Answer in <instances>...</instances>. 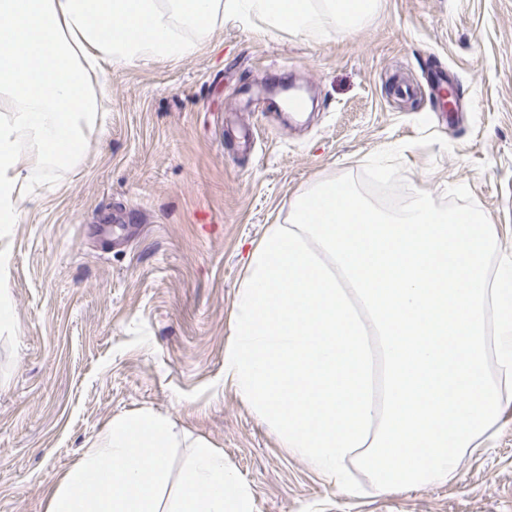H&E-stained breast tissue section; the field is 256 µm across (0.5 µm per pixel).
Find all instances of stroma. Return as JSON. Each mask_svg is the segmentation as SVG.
Segmentation results:
<instances>
[{
  "label": "stroma",
  "instance_id": "35a3bbf8",
  "mask_svg": "<svg viewBox=\"0 0 512 512\" xmlns=\"http://www.w3.org/2000/svg\"><path fill=\"white\" fill-rule=\"evenodd\" d=\"M192 53L109 68L78 167L37 174L0 249L15 331L0 335V512H45L116 418L151 410L203 441L253 512H512V411L458 479L338 490L281 447L224 382L247 247L317 183L403 146L404 180L441 200L462 183L512 254V0H378L357 31L312 39L227 19ZM450 73L460 112L435 106ZM317 103L288 123L272 73ZM257 132L251 150L238 137ZM437 133L451 146L417 145Z\"/></svg>",
  "mask_w": 512,
  "mask_h": 512
}]
</instances>
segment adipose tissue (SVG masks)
<instances>
[{"instance_id": "adipose-tissue-1", "label": "adipose tissue", "mask_w": 512, "mask_h": 512, "mask_svg": "<svg viewBox=\"0 0 512 512\" xmlns=\"http://www.w3.org/2000/svg\"><path fill=\"white\" fill-rule=\"evenodd\" d=\"M377 0H0V226L15 224L30 175L75 166L98 119L106 68L190 53L230 17L313 38L345 35Z\"/></svg>"}]
</instances>
